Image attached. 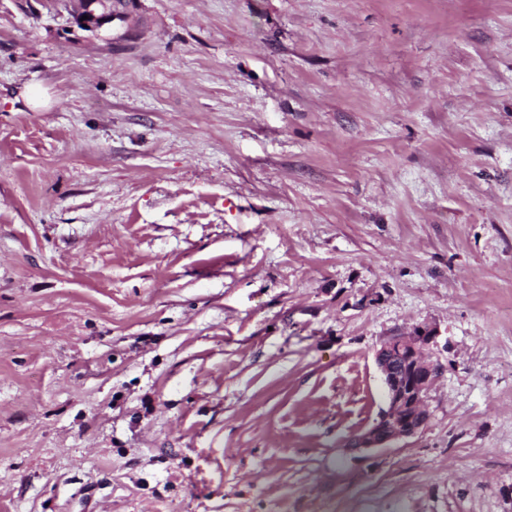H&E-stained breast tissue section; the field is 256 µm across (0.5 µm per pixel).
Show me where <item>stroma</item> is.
Segmentation results:
<instances>
[{
  "label": "stroma",
  "instance_id": "stroma-1",
  "mask_svg": "<svg viewBox=\"0 0 512 512\" xmlns=\"http://www.w3.org/2000/svg\"><path fill=\"white\" fill-rule=\"evenodd\" d=\"M0 512H512V0H0ZM81 7L75 13L83 31L94 36H112L114 23L123 22L127 13L120 4L112 0H83ZM87 15L88 19H82ZM434 335L415 329L392 336L375 352V362L387 389L388 405L371 427L354 439L355 448L373 450L416 434L427 422L425 397L438 368L428 362L426 346Z\"/></svg>",
  "mask_w": 512,
  "mask_h": 512
}]
</instances>
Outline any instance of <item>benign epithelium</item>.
Here are the masks:
<instances>
[{"label":"benign epithelium","mask_w":512,"mask_h":512,"mask_svg":"<svg viewBox=\"0 0 512 512\" xmlns=\"http://www.w3.org/2000/svg\"><path fill=\"white\" fill-rule=\"evenodd\" d=\"M83 31L94 36H112L114 23L126 19L124 7L113 0H84L76 12ZM434 335L416 329L393 336L375 352V362L387 389L388 405L371 427L354 439V447L373 450L416 434L427 422L425 397L438 368L428 362L426 346Z\"/></svg>","instance_id":"1"}]
</instances>
